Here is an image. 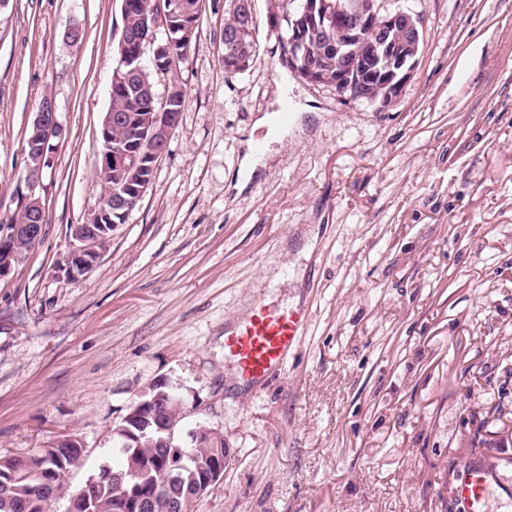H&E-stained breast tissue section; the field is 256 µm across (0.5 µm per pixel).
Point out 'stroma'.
Listing matches in <instances>:
<instances>
[{"label": "stroma", "mask_w": 512, "mask_h": 512, "mask_svg": "<svg viewBox=\"0 0 512 512\" xmlns=\"http://www.w3.org/2000/svg\"><path fill=\"white\" fill-rule=\"evenodd\" d=\"M419 16L398 101L376 107L290 75L279 0H255L258 56L224 73V0H200L187 93L139 205L92 272L58 269L103 194L99 129L121 0L0 7V219L28 195L23 142L44 98L65 136L36 191L49 224L0 280V456L84 448L49 512L120 454L112 430L154 382L233 451L194 512H512V0H380ZM82 39L64 42L72 24ZM290 107L278 142L256 118ZM264 142L237 190L247 139ZM302 309L283 370L240 385L224 328ZM486 481L487 475L485 472L465 468L457 479V494L464 500H476L482 495Z\"/></svg>", "instance_id": "obj_1"}]
</instances>
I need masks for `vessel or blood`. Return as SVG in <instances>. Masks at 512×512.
Segmentation results:
<instances>
[{"label": "vessel or blood", "mask_w": 512, "mask_h": 512, "mask_svg": "<svg viewBox=\"0 0 512 512\" xmlns=\"http://www.w3.org/2000/svg\"><path fill=\"white\" fill-rule=\"evenodd\" d=\"M305 325V312L275 315L259 306L246 319L226 327L224 345L237 364L240 379L254 383L281 370L288 353L300 344ZM486 481L485 472L463 469L457 479V494L466 500L478 499Z\"/></svg>", "instance_id": "b4317fda"}]
</instances>
